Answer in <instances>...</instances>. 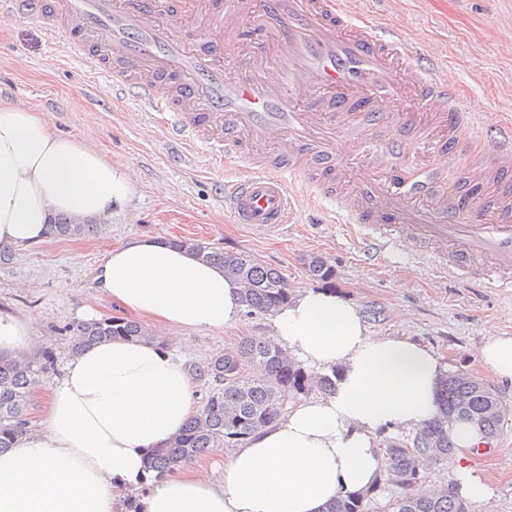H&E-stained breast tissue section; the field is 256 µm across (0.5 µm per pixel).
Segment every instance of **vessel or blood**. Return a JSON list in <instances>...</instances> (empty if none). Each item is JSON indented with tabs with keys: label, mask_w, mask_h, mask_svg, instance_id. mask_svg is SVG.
<instances>
[{
	"label": "vessel or blood",
	"mask_w": 512,
	"mask_h": 512,
	"mask_svg": "<svg viewBox=\"0 0 512 512\" xmlns=\"http://www.w3.org/2000/svg\"><path fill=\"white\" fill-rule=\"evenodd\" d=\"M257 15L261 32L242 41V23ZM182 16L193 35L168 27ZM13 19L65 35L81 69L113 97L159 114L175 143L241 159L246 175L224 184L238 223L290 222L297 182L304 198L357 226L367 259L409 233L436 273L472 270L485 287L512 294V194L497 183L512 171V121L485 131L463 113L455 84L429 76L435 58L421 60L402 33L357 16L351 0H0V23ZM218 27L239 41L238 57L207 40ZM357 121L390 126L396 150L412 132L443 155L466 126L489 143L473 178L490 207L462 195L418 206L428 182L407 170L352 182L336 134Z\"/></svg>",
	"instance_id": "b4317fda"
}]
</instances>
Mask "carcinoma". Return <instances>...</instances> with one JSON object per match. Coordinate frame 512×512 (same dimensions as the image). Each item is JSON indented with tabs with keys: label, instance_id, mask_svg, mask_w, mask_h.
<instances>
[{
	"label": "carcinoma",
	"instance_id": "cac0c4a2",
	"mask_svg": "<svg viewBox=\"0 0 512 512\" xmlns=\"http://www.w3.org/2000/svg\"><path fill=\"white\" fill-rule=\"evenodd\" d=\"M103 230L102 224L61 215L50 226L49 235L53 239H83L98 236ZM175 244L204 261L223 266L239 281L243 285L242 303L250 315L272 312L292 296L283 275L250 252L226 253L190 238L177 239ZM308 273L320 281L333 276L332 269L319 259L309 262ZM66 332L70 333L67 351L71 355L114 338L168 346L144 325L118 316L78 322ZM57 365V354L47 347L30 355H0V450L11 447L14 439L30 427L31 397ZM189 373L206 389V399L166 447L149 453L148 470L156 480L217 448L238 446L255 430L276 421L288 399L313 392L329 394L335 386L334 374L306 372L274 340L263 336H250L233 350L191 364ZM440 404L437 418L404 446L391 444L384 449L383 475L388 483L408 490L423 481L422 459L448 460L456 451L450 429L458 421L474 425L491 440L503 429L499 393L471 374H446L440 385ZM367 498L368 494L340 498L329 504L326 512H366ZM398 512H469V506L450 485L424 496H403Z\"/></svg>",
	"mask_w": 512,
	"mask_h": 512
}]
</instances>
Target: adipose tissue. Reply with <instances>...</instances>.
<instances>
[{
	"label": "adipose tissue",
	"instance_id": "adipose-tissue-1",
	"mask_svg": "<svg viewBox=\"0 0 512 512\" xmlns=\"http://www.w3.org/2000/svg\"><path fill=\"white\" fill-rule=\"evenodd\" d=\"M115 165L50 117L0 99V247L43 243L61 214L104 219L134 193ZM95 279L125 311L170 330H221L243 307L223 267L153 237L112 247ZM280 345L302 364L335 372L334 394L303 400L251 434L221 476L191 466L141 490V512H323L380 479L381 431L415 429L438 411L442 362L405 336H374L358 307L327 288L297 293L272 313ZM479 359L512 381V336H488ZM186 355L121 339L68 357L50 387L40 429L0 452V512H123L192 415Z\"/></svg>",
	"mask_w": 512,
	"mask_h": 512
}]
</instances>
